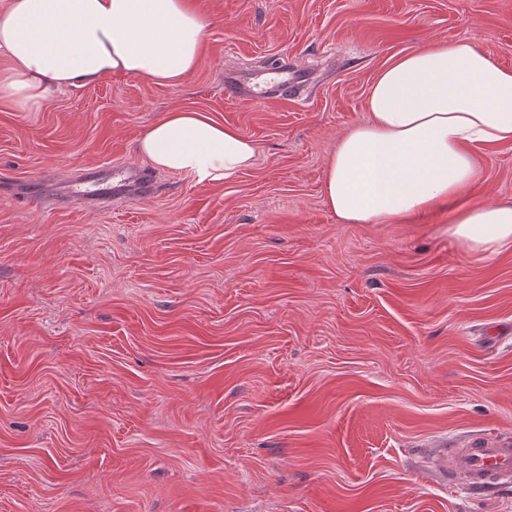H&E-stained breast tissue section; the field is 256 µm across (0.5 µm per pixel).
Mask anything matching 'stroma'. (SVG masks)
<instances>
[{
    "label": "stroma",
    "instance_id": "obj_1",
    "mask_svg": "<svg viewBox=\"0 0 512 512\" xmlns=\"http://www.w3.org/2000/svg\"><path fill=\"white\" fill-rule=\"evenodd\" d=\"M211 26L175 85L113 74L41 107L0 99V512H512V484L443 482L430 451L512 435V245L448 207L343 224L337 141L399 55L468 40L512 70V0H190ZM309 71L302 96L224 71ZM191 108L258 147L151 198L71 197ZM461 202L512 199V144ZM241 75L240 72L233 69L224 71V89L229 94L251 102H261L267 98V91L260 88L261 82L258 81L264 73H255L248 78Z\"/></svg>",
    "mask_w": 512,
    "mask_h": 512
}]
</instances>
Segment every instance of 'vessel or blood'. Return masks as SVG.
<instances>
[{
  "label": "vessel or blood",
  "instance_id": "1",
  "mask_svg": "<svg viewBox=\"0 0 512 512\" xmlns=\"http://www.w3.org/2000/svg\"><path fill=\"white\" fill-rule=\"evenodd\" d=\"M224 88L233 97L246 101L259 102L266 97L257 77L245 78L233 69L224 73ZM119 173V184L109 191H97V184L109 180L110 174L96 167L81 170L74 182L78 185H93V192L88 193L85 200L103 206L110 205L114 195L127 190L143 196L152 195L156 190L151 175L145 170L124 165L120 167ZM435 463L446 479L471 488L486 489L511 482L512 436L505 435L495 439L475 436L461 447L439 448Z\"/></svg>",
  "mask_w": 512,
  "mask_h": 512
}]
</instances>
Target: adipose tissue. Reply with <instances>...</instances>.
Masks as SVG:
<instances>
[{"label": "adipose tissue", "instance_id": "adipose-tissue-1", "mask_svg": "<svg viewBox=\"0 0 512 512\" xmlns=\"http://www.w3.org/2000/svg\"><path fill=\"white\" fill-rule=\"evenodd\" d=\"M187 0H10L0 10V98L37 105L55 90L123 73L176 84L196 67L209 28ZM368 120L337 143L324 195L345 224H393L451 203L449 233L470 249L512 244V200L458 203L476 151L512 143V70L459 41L395 58L371 84ZM154 167L212 183L251 168L257 146L205 113L180 109L138 143Z\"/></svg>", "mask_w": 512, "mask_h": 512}]
</instances>
